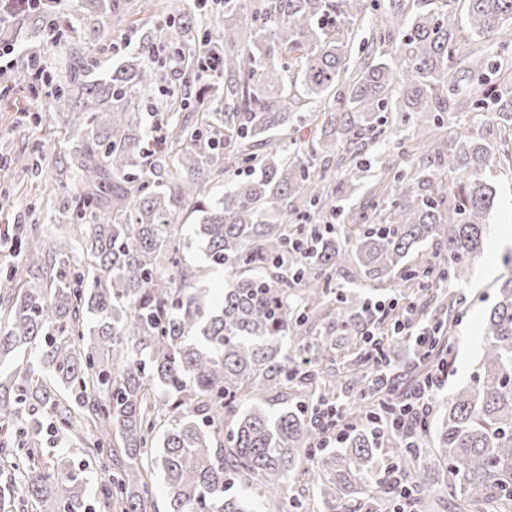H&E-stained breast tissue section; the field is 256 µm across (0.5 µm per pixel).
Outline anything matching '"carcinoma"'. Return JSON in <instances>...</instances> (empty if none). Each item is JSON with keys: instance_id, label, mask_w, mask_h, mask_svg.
<instances>
[{"instance_id": "carcinoma-1", "label": "carcinoma", "mask_w": 512, "mask_h": 512, "mask_svg": "<svg viewBox=\"0 0 512 512\" xmlns=\"http://www.w3.org/2000/svg\"><path fill=\"white\" fill-rule=\"evenodd\" d=\"M59 2L17 21L67 44L52 110L70 128L66 163L81 185L63 199L69 235L43 246L37 225L18 227L24 266L46 287L16 288L12 271L0 290V360L11 359L0 430L15 428L0 437V512L17 509L16 486L41 512H92L82 472L39 447L46 428L112 463L102 512H156L155 473L167 512H281L285 494L298 512H391L385 464L430 509L512 512V273L483 321L476 369L426 429L411 440L357 425L341 447H320V408L336 389L354 394L341 412L349 422L371 405L366 333L392 359L408 344L393 330L408 308L440 329V346L455 340L469 263L491 233L495 156L467 129L435 136L443 114L491 101L512 142V68L486 53H512V0H463L461 12L456 0H224L221 30L202 43L192 29L206 0H182L185 84L218 52L223 93L200 91L190 114L188 98L169 95V161L146 143L139 107L161 87L153 49L166 34L100 75L86 44L129 0H80V22L57 23L52 39L42 21ZM357 26L371 34L359 55ZM292 122L319 136L282 142ZM399 125L407 150L356 196L359 157ZM241 167L247 178L205 196ZM339 197L354 201L345 213ZM322 214L341 220L326 228ZM192 215L197 246L229 273L218 306L180 259L176 225ZM338 272L410 288L408 304L372 317L365 295L336 294ZM342 345L346 368L330 377L295 357L330 359ZM401 380L380 386L387 403L407 395ZM290 397L296 405L269 411ZM292 477L312 486L313 502L290 496ZM237 484L256 504L232 493Z\"/></svg>"}]
</instances>
